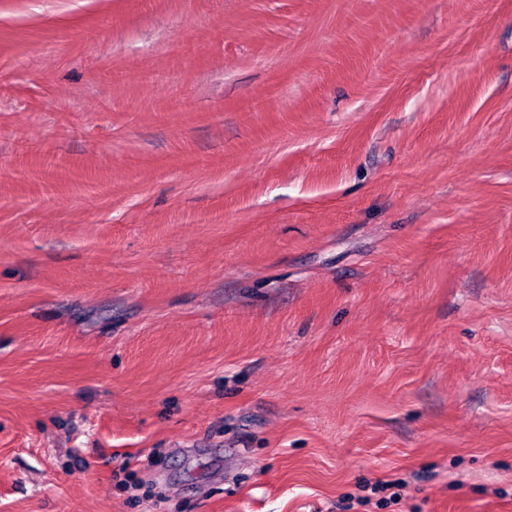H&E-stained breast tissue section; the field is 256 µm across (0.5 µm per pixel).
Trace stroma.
Returning <instances> with one entry per match:
<instances>
[{
    "mask_svg": "<svg viewBox=\"0 0 512 512\" xmlns=\"http://www.w3.org/2000/svg\"><path fill=\"white\" fill-rule=\"evenodd\" d=\"M350 496L512 512V0H0V512Z\"/></svg>",
    "mask_w": 512,
    "mask_h": 512,
    "instance_id": "obj_1",
    "label": "stroma"
}]
</instances>
